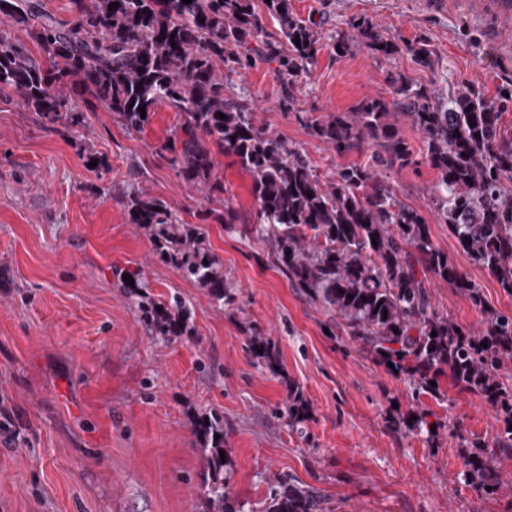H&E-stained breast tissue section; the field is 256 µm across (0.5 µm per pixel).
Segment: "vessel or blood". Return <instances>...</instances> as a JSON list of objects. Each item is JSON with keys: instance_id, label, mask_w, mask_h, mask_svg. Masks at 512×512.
<instances>
[{"instance_id": "vessel-or-blood-1", "label": "vessel or blood", "mask_w": 512, "mask_h": 512, "mask_svg": "<svg viewBox=\"0 0 512 512\" xmlns=\"http://www.w3.org/2000/svg\"><path fill=\"white\" fill-rule=\"evenodd\" d=\"M449 17L477 27L497 52L499 71L512 74V0H434Z\"/></svg>"}]
</instances>
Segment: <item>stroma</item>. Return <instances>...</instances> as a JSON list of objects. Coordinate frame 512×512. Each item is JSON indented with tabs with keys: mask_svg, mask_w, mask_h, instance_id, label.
Here are the masks:
<instances>
[{
	"mask_svg": "<svg viewBox=\"0 0 512 512\" xmlns=\"http://www.w3.org/2000/svg\"><path fill=\"white\" fill-rule=\"evenodd\" d=\"M292 8L321 35L312 76L300 85L302 111L393 101L395 75L439 98L469 85L489 97L512 90L476 29L431 13L427 0H292ZM358 18L381 28L398 53L357 46L337 56V32ZM421 44L430 65L412 53ZM229 89L249 95L257 120L305 152L321 178L368 161L365 152L337 155L277 108L275 63L246 70ZM72 98L87 126L48 131L35 113L0 97V512H201L194 423L215 408L224 413L229 486L255 510L288 477L318 489L330 512H512V448L501 445L507 424L491 404L446 375L439 395L419 391L345 333L326 329L322 310L290 287L263 242L212 218L209 243L234 285L232 304H214L156 261L120 204L137 187L189 222L214 208L168 161L178 114L158 107L136 132L89 96ZM398 122L417 159L385 181L482 294L477 305L434 279L431 302L481 331L490 313L512 314V295L444 224L422 136L407 116ZM91 153L106 169L88 166ZM215 161L251 218L250 176L234 156ZM116 266L141 272L154 300L180 293L194 336L154 342L137 318V297L114 278ZM254 335L273 347L275 367L251 356ZM293 391L304 410L291 424L281 412ZM476 442L496 475L488 490L463 477Z\"/></svg>",
	"mask_w": 512,
	"mask_h": 512,
	"instance_id": "35a3bbf8",
	"label": "stroma"
}]
</instances>
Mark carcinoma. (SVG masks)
Segmentation results:
<instances>
[{
  "instance_id": "carcinoma-1",
  "label": "carcinoma",
  "mask_w": 512,
  "mask_h": 512,
  "mask_svg": "<svg viewBox=\"0 0 512 512\" xmlns=\"http://www.w3.org/2000/svg\"><path fill=\"white\" fill-rule=\"evenodd\" d=\"M117 7L111 9L109 5ZM78 16L61 23L39 0H0V97H17L51 131L87 124L69 91L79 89L129 130H141L151 113L168 106L180 114L170 162L183 180L222 204L226 227L267 246L271 262L306 301L320 308L350 340L394 365L420 390L437 393L443 368L461 390L500 410L509 427L503 447H512V395L499 382L503 360H512V316L494 313L485 330L467 331L437 314L425 280L429 273L481 302L480 289L434 246L421 214L401 205L382 181L380 169L404 168L414 152L399 130L396 108L406 111L422 135L426 157L438 171L433 193L444 223L462 250L488 269L512 294V142L500 135L509 95L488 98L465 87L442 102L404 77L393 80L396 103L381 97L351 112L315 116L297 112L312 136L338 155L372 150L370 165H347L321 181L309 157L253 118L246 95L224 93L229 79L274 62L278 107L296 112L298 86L317 60L318 32L298 19L291 0H77ZM278 27L266 31L264 16ZM41 50L36 58L15 32ZM300 44H295V41ZM390 56L398 46L365 20L336 33L344 57L358 44ZM146 116H141L140 107ZM225 118H219V114ZM236 157L252 179L254 217L245 222L224 182L214 176L215 155ZM131 223L144 229L158 262L207 289L220 306L232 302L223 259L210 247L204 227L212 211L187 222L163 200L133 189L125 195ZM141 297L140 319L164 341L192 336L186 303L178 297L156 303L130 273ZM259 362L275 363L268 342L251 338ZM203 461V512H254L237 498L224 476V414L211 411L196 423ZM492 475L479 459L464 477L484 485ZM260 512H326L310 486L283 480Z\"/></svg>"
}]
</instances>
